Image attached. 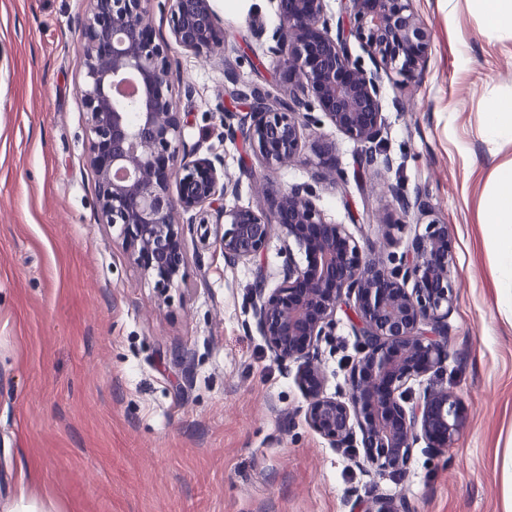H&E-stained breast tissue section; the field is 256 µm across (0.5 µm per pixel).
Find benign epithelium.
I'll use <instances>...</instances> for the list:
<instances>
[{"instance_id": "7a95c632", "label": "benign epithelium", "mask_w": 512, "mask_h": 512, "mask_svg": "<svg viewBox=\"0 0 512 512\" xmlns=\"http://www.w3.org/2000/svg\"><path fill=\"white\" fill-rule=\"evenodd\" d=\"M81 51L88 114L90 160L98 176L102 221L120 227L128 256L159 288L185 276L187 233L203 213L224 226L218 237L225 263L256 264L248 307L256 331L273 358L298 364L305 393L304 420L333 448H364L379 472L402 473L423 441L446 448L462 425L459 399L429 387L417 401L410 383L441 371L448 361V314L453 303L452 242L448 226L425 225L412 251L396 256L364 249L344 224L326 218L309 183L283 189L265 179L254 185L267 208L229 206L237 184L224 181V159L188 147L187 115L174 108L167 45L155 42L144 0H91ZM277 25L268 35L272 54L293 88L272 102L261 91L239 92L248 112L224 114V135L243 136L268 169L300 157L305 134L328 119L358 146L368 167L378 161L384 118L380 72L405 80L421 69L429 34L411 0H339L348 33L332 31L327 0H273ZM174 43L198 55L220 45L211 0H172ZM354 37L374 68L352 57ZM237 123H232V120ZM388 193L403 216L425 210L422 192L408 196L394 185H370ZM190 215L181 223L178 214ZM288 239L283 280L268 287L263 258L276 234ZM302 255L293 257V250ZM353 312L357 356L348 393L327 396L320 346L336 335V311ZM360 512H410L376 497L360 498Z\"/></svg>"}]
</instances>
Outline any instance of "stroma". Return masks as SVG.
<instances>
[{
	"mask_svg": "<svg viewBox=\"0 0 512 512\" xmlns=\"http://www.w3.org/2000/svg\"><path fill=\"white\" fill-rule=\"evenodd\" d=\"M171 0H145L167 42L172 100L188 113V144L224 158L236 202L263 208L252 189L311 180L315 144L331 145L347 178L325 174L316 203L362 246L407 253L420 226L447 225L454 308L444 371L413 382L442 387L465 408L451 447L418 444L398 477L357 466L301 412L297 364H281L250 328L254 267L229 268L209 225L188 237L186 281L156 287L101 222L80 90V25L89 0H0V498L19 470L56 512H356L365 492L416 512H506L512 505V307L508 275L483 195L512 144L484 141L493 101L512 94V40L483 31L471 0H413L430 31L411 81L382 78L380 142L391 166L375 182L422 191L405 228L390 195L364 189L363 154L329 121L313 128L301 161L265 171L244 137L221 139L220 117L242 112L234 85L272 97L288 83L249 19L276 23L273 0H214L223 44L210 59L173 44ZM321 345L325 391L348 389L356 339L344 311Z\"/></svg>",
	"mask_w": 512,
	"mask_h": 512,
	"instance_id": "obj_1",
	"label": "stroma"
}]
</instances>
